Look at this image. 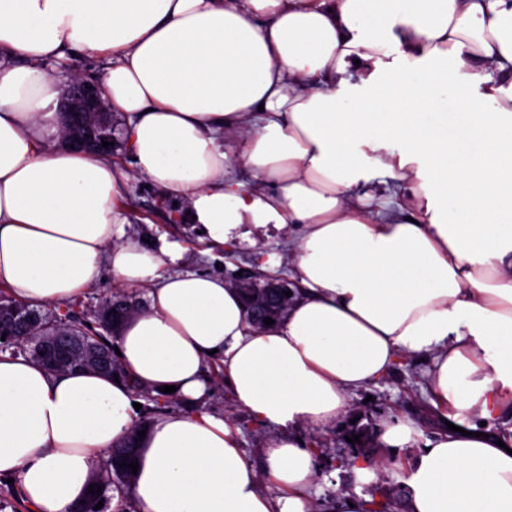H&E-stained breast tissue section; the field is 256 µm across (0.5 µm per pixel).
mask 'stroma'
<instances>
[{"label": "stroma", "mask_w": 512, "mask_h": 512, "mask_svg": "<svg viewBox=\"0 0 512 512\" xmlns=\"http://www.w3.org/2000/svg\"><path fill=\"white\" fill-rule=\"evenodd\" d=\"M120 164L128 172L121 204L130 222L125 236L136 243L153 242L154 246L172 247L177 255L175 269L215 274L231 279L237 273H266L269 262H276L275 275L288 277V233L269 229L256 243L240 241L234 244H215L189 222L173 223L171 206L187 212L186 202L175 203L158 186L148 184L146 178L134 171V163L127 151H120ZM109 269L74 299L48 305L51 313L73 310L76 316L89 319L103 301L118 292ZM428 361L417 356L402 359L384 378L356 391L350 398L349 418L364 434L360 444L347 440L352 427L343 426L336 432L324 434L306 427L299 428L302 444L315 452L318 477L311 488V499L317 512L334 489L348 490L377 503H386L399 497L406 477V467L422 448L434 426L430 420V403L426 391ZM208 412L222 416L238 432L241 447L252 459H260L275 435L274 429L237 406L231 398L223 377H215L213 390L206 399ZM401 416L411 421L414 428L411 443L390 450L378 442L377 427L380 420ZM371 449L377 461L372 473L357 478L350 462L361 450Z\"/></svg>", "instance_id": "stroma-1"}]
</instances>
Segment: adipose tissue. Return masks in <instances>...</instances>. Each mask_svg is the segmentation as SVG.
I'll use <instances>...</instances> for the list:
<instances>
[{
    "instance_id": "1",
    "label": "adipose tissue",
    "mask_w": 512,
    "mask_h": 512,
    "mask_svg": "<svg viewBox=\"0 0 512 512\" xmlns=\"http://www.w3.org/2000/svg\"><path fill=\"white\" fill-rule=\"evenodd\" d=\"M74 52L109 57L138 173L210 241L295 232L283 318L255 327L223 278L125 240L124 170L55 145L42 66ZM104 265L146 290L116 338L128 381L0 353V477L36 512H75L135 387L166 385L184 409L151 421L114 512H313L296 428L336 429L412 354L446 425L405 512H512V438L491 428L512 421V0H0V287L39 308ZM211 360L279 430L262 465L200 408Z\"/></svg>"
}]
</instances>
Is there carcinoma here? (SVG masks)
Instances as JSON below:
<instances>
[{
    "instance_id": "carcinoma-1",
    "label": "carcinoma",
    "mask_w": 512,
    "mask_h": 512,
    "mask_svg": "<svg viewBox=\"0 0 512 512\" xmlns=\"http://www.w3.org/2000/svg\"><path fill=\"white\" fill-rule=\"evenodd\" d=\"M236 289L242 295L250 314L253 325L260 327L264 319L269 317L279 319L286 315L288 306L293 297L276 298L265 296V289L253 285L239 284ZM137 311V305L131 297L116 295L104 301L94 314V320L87 322L72 320L66 316L51 318L39 309L25 306L10 296L0 294V325L8 327L12 332L24 338L34 358L42 365H47L45 354L51 352L54 341H67L73 361L67 366L69 370H92V367L83 364L81 353L90 347H103L110 351L111 367L105 374L122 373L119 358L114 351V337L102 333L98 323L106 317H112L116 322L113 331H118L124 322ZM150 418L140 419L129 431L122 443L115 446L101 460L99 479L94 481V486L102 487L99 496L88 495L81 505L82 512H101L96 508L98 501L107 497V493L113 489H121L126 483L134 479V474L127 464L136 460L141 440L138 432L144 430Z\"/></svg>"
}]
</instances>
